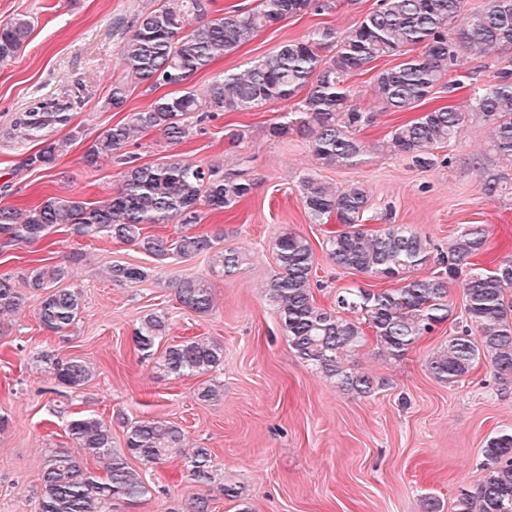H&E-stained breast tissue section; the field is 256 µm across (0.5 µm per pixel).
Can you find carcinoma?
<instances>
[{
  "mask_svg": "<svg viewBox=\"0 0 512 512\" xmlns=\"http://www.w3.org/2000/svg\"><path fill=\"white\" fill-rule=\"evenodd\" d=\"M212 0H157L143 10L125 33L121 48L125 77L112 83L106 100L109 109L122 108L128 81H150L152 86L180 84L212 62L248 42L261 28L302 14L333 7L331 0H259L251 11L211 16ZM464 0H380L344 34L330 27L315 28L277 51L254 61L246 70L213 80L203 95L184 91L160 96L99 134L88 146L84 162L93 166L103 157L126 164L121 189L109 201L92 205L76 196H51L21 213L0 206V241L39 243L60 225L82 237L108 238L134 244L158 261L171 255L191 259L210 254L231 274L244 264L245 255L222 248L223 235L197 231L202 209L220 212L238 204L251 183L227 176L218 166L203 168L183 159L166 158L151 165L129 163L123 155L136 132L159 131L173 144L191 135L189 118H214L221 112H245L274 100L299 97L294 108L273 124L269 135L286 138L297 132L311 139L318 164L353 166L367 151L359 133L372 126L374 114L349 104L350 77L383 57H400L397 65L377 72L376 97L393 112L416 108L441 84L455 85L453 74L472 57L500 58L512 50V0H486L459 27ZM199 25L185 31L186 18ZM32 23L24 15L0 25V61L14 57L27 42ZM70 106L56 100L35 101L16 113L11 130L21 138L42 139L41 148L23 160L27 169L52 167L69 139L49 140L43 131L68 122ZM477 119L490 130L492 154L475 158L483 175L482 191L490 199L512 195V178L497 164L512 167V67L501 66L488 83L474 85L464 108L430 109L395 124L380 139L377 149L408 156L428 168L435 164L433 150L448 142L468 120ZM303 206L316 224L336 219L339 228L326 238L327 256L337 267L368 276L392 278L395 288L371 291L340 288L336 308L319 305L310 284L316 257L303 237L285 232L276 239L278 271L265 284L268 302L276 309L289 347L340 387L367 397L374 382L367 374L345 366L343 358L365 342L371 330L379 352L398 357L419 339L453 315L448 301L451 285L461 288L465 325L427 361L440 381L463 380L476 362L487 360L496 379H512V258L479 263L485 256L487 229L464 224L437 254L439 269L428 276L412 272L430 259L429 240L403 224H390L378 233L363 228L368 193L359 184L335 189L313 175L301 180ZM181 224L177 238L143 233L145 224ZM114 282H139L147 272L117 263L109 268ZM70 271L62 265H35L25 287L38 293L37 315L43 329L63 335L75 323L81 291L64 286ZM175 297L186 309L206 315L212 294L207 281L187 276L174 282ZM25 295L13 277L0 274V317L18 312ZM162 315L144 317L135 330L138 349L151 352L166 335ZM223 350L217 344L188 339L169 345L160 356L169 374H203L219 365ZM54 383L77 389L91 376L89 364L68 358L53 362ZM125 446H112V423L95 415L66 420L65 429L80 453L59 449L46 457L41 474L40 512H98L97 504L111 500L136 503L148 493L129 458L156 465L183 447V430L165 420L127 421ZM483 479L474 492L461 490L455 512H512V428L489 436L483 448ZM102 467L92 473L86 461ZM198 484L212 480L211 451L196 448L187 461Z\"/></svg>",
  "mask_w": 512,
  "mask_h": 512,
  "instance_id": "cac0c4a2",
  "label": "carcinoma"
}]
</instances>
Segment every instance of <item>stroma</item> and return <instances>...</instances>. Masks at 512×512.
<instances>
[{
    "mask_svg": "<svg viewBox=\"0 0 512 512\" xmlns=\"http://www.w3.org/2000/svg\"><path fill=\"white\" fill-rule=\"evenodd\" d=\"M152 2L0 0V21L26 15L33 23L21 51L0 62V206L28 210L47 197L73 194L94 205L107 202L122 184L123 164L105 158L90 167L83 161L103 130L128 121L156 97L181 88L203 91L217 77L245 70L312 28L346 31L378 4L339 0L332 11L268 25L181 87L135 84L123 109L106 108L112 83L125 75L120 50L126 28ZM394 63L391 57L377 60L349 81L352 103L376 114L374 126L360 134L371 144L398 118L373 96L376 72ZM458 74L460 87L436 90L424 109L462 106L471 84L486 82L487 63L469 59ZM66 89L74 98L71 120L52 128L50 136L71 138L70 147L51 169H22V160L39 145L3 137V130L32 98ZM291 106L277 100L249 112L220 113L198 123L195 135L178 145L151 131L128 146L140 165L173 155L220 164L252 182L248 197L219 213L205 211L200 223L204 230H223L225 246L246 254V265L234 273L206 255L159 262L135 245L81 237L65 228L46 245L0 243V274L17 278L34 260L46 259L70 266L71 283L83 294L77 322L65 336L41 327L32 295L16 315L0 320V416L6 419L0 427V512H39L43 460L49 450L72 445L63 424L52 419L59 396L52 368L41 360L45 354L91 364L93 377L69 394L70 410L111 421L114 447L124 445V420L161 419L184 430L186 448L212 452L211 483L192 482L184 454H175L141 467L150 493L140 503L115 501L103 512H185L199 494L209 498L211 512H423L429 497L439 501L440 512H454L459 490L479 485L486 438L512 427V384H502L484 361L452 385L428 372L429 356L455 321L395 358L367 340L347 359L348 367L374 381L372 396L358 398L290 350L263 285L276 268L275 241L286 230L317 249L311 288L320 305L335 306L340 288L375 291L391 285L339 269L328 259L321 248L326 227L310 221L301 200L299 181L306 174L339 188L363 185L370 198L367 228L404 224L444 251L458 227L482 224L489 259L512 255V199L487 198L470 164L487 150L490 130L467 124L436 150V163L428 169L372 148L356 166L326 167L315 160L308 138L269 136V126ZM232 129L245 134L239 145L226 138ZM76 254L81 260L75 264ZM115 263L141 267L148 276L138 283L112 282L104 272ZM186 276L209 283L210 314L199 316L179 305L173 283ZM151 313L166 316L169 329L149 356L137 349L134 331ZM194 336L220 345V364L196 376L165 372L159 352ZM217 383L224 387L219 400H197L200 388ZM228 486L237 489V497H225Z\"/></svg>",
    "mask_w": 512,
    "mask_h": 512,
    "instance_id": "obj_1",
    "label": "stroma"
}]
</instances>
